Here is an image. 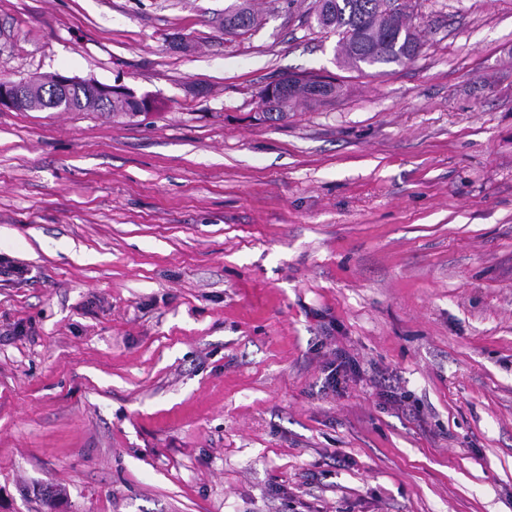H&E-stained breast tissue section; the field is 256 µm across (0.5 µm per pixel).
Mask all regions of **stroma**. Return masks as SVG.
<instances>
[{
    "label": "stroma",
    "instance_id": "35a3bbf8",
    "mask_svg": "<svg viewBox=\"0 0 512 512\" xmlns=\"http://www.w3.org/2000/svg\"><path fill=\"white\" fill-rule=\"evenodd\" d=\"M230 2L0 0V80L158 103L0 111V512H512V0H397L361 71ZM250 0H235L224 9V32L248 31L261 24V19L251 7ZM47 82L51 86L50 91L47 94H43V102H47L48 97L52 95V100L55 102L59 97L60 102L58 106L53 108L60 109L63 105L65 95L67 96V107L70 111H90V110H108L112 114H123L129 118L138 117L141 114L150 112L149 101H145V109L141 112V104L144 100H139L134 96L132 92L127 90L121 96H116L112 100L113 93H122L126 90L121 85H107L98 83L95 81L83 80L78 77H72L61 73H54L48 80L44 81L36 77L30 78L26 81L13 82V81H1L0 82V110L3 109H14V110H35L36 104L31 101L27 96V89L32 84H38ZM75 87H88L90 88L96 100L101 102H112L110 107H101L99 104H91L88 101V96L83 88ZM74 88V89H73ZM73 89V90H71ZM292 82H288L287 78H281L275 83H271L267 85L262 91V101L264 105V109L261 112V116L259 118H263V120H280L286 116L288 112V107L292 104V102L303 100L314 104H320L327 101H331L336 98V95L339 92V86H337L332 81H323L318 77H306V76H292ZM293 83L294 90L289 92L290 86ZM277 85V93L283 92L288 88V92L283 95H278L274 101L273 88ZM317 85H321L320 90L317 92L313 91ZM270 90V95L268 96ZM267 98L269 100V104L271 105L274 102L272 107H267ZM355 368L354 361L346 356V354L339 353L336 359L332 360L327 365V382L328 385L336 391L348 377L349 373Z\"/></svg>",
    "mask_w": 512,
    "mask_h": 512
}]
</instances>
